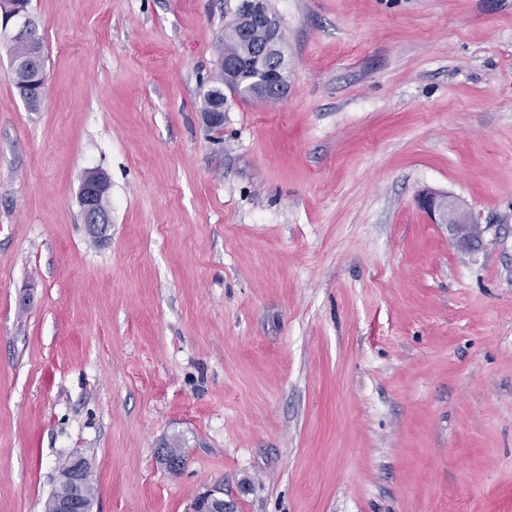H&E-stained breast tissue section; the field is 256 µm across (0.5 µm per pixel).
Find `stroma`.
Wrapping results in <instances>:
<instances>
[{"label":"stroma","instance_id":"1","mask_svg":"<svg viewBox=\"0 0 512 512\" xmlns=\"http://www.w3.org/2000/svg\"><path fill=\"white\" fill-rule=\"evenodd\" d=\"M239 3L32 0L37 111L0 41V512H45L74 457L93 512L214 487L227 512H502L512 0H267L288 91L228 95L215 129ZM104 175L98 171H89L83 179L81 207L84 224L98 235H103L111 224L110 213L99 208L96 197V186ZM419 204L434 217L436 224H444L451 239L461 249L475 250L480 247L481 234L475 236L468 212L456 201L447 196L425 194L420 198Z\"/></svg>","mask_w":512,"mask_h":512}]
</instances>
